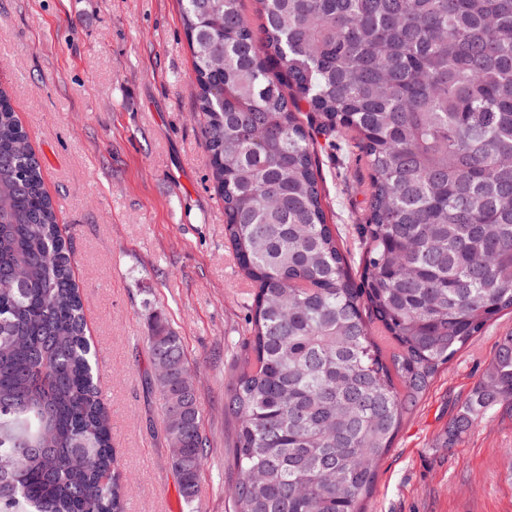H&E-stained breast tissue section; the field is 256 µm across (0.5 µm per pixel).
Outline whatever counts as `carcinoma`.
<instances>
[{"instance_id": "obj_1", "label": "carcinoma", "mask_w": 512, "mask_h": 512, "mask_svg": "<svg viewBox=\"0 0 512 512\" xmlns=\"http://www.w3.org/2000/svg\"><path fill=\"white\" fill-rule=\"evenodd\" d=\"M224 238L254 286L224 414L233 512H366L444 365L512 312V0H179ZM369 169L352 271L301 103ZM170 467L208 440L181 336L153 316ZM512 411V331L448 422ZM73 250L0 87V512H127Z\"/></svg>"}]
</instances>
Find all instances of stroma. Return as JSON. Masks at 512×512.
<instances>
[{
  "label": "stroma",
  "instance_id": "35a3bbf8",
  "mask_svg": "<svg viewBox=\"0 0 512 512\" xmlns=\"http://www.w3.org/2000/svg\"><path fill=\"white\" fill-rule=\"evenodd\" d=\"M192 69L177 0H0V84L73 246L129 512H232L224 391L252 287L224 241ZM314 140L328 220L353 245L368 170L325 136ZM155 313L183 339L210 444L192 508L149 385ZM509 330L512 314L492 320L437 376L380 461L367 512H512V417L489 412L445 444Z\"/></svg>",
  "mask_w": 512,
  "mask_h": 512
}]
</instances>
